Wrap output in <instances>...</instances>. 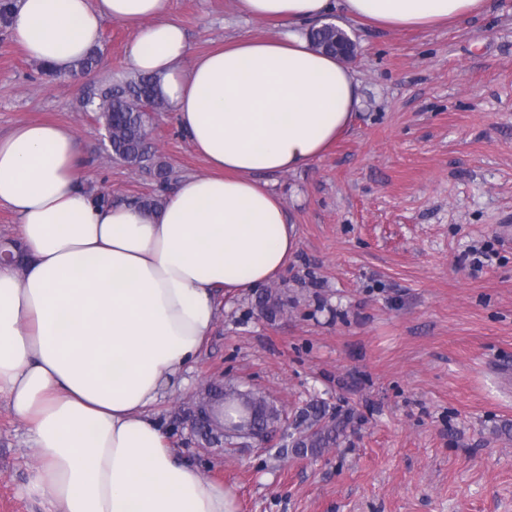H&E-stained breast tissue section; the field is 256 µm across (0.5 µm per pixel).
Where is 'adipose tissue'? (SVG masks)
Returning <instances> with one entry per match:
<instances>
[{"mask_svg": "<svg viewBox=\"0 0 512 512\" xmlns=\"http://www.w3.org/2000/svg\"><path fill=\"white\" fill-rule=\"evenodd\" d=\"M276 20L196 55L170 0H17L10 28L30 58L68 72L112 19L134 32L130 68L156 76L181 132L208 166L147 212L102 207L63 125L0 135V206L25 248L0 266V396L27 426L39 465L27 485L50 512H235L154 418L213 332L218 297L274 280L296 225L265 176L321 158L352 126L359 82L311 45L310 25L344 20L428 30L487 0H234Z\"/></svg>", "mask_w": 512, "mask_h": 512, "instance_id": "1", "label": "adipose tissue"}]
</instances>
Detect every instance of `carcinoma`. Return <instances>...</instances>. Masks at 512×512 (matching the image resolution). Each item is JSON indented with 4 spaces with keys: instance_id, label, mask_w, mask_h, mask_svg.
<instances>
[{
    "instance_id": "carcinoma-1",
    "label": "carcinoma",
    "mask_w": 512,
    "mask_h": 512,
    "mask_svg": "<svg viewBox=\"0 0 512 512\" xmlns=\"http://www.w3.org/2000/svg\"><path fill=\"white\" fill-rule=\"evenodd\" d=\"M339 33L341 30L336 26L324 24L312 30L311 36L317 47L334 53L338 49H347L345 43L336 41ZM82 108L93 114L95 121L102 125L107 140L106 149L112 159L154 170L160 188H165L168 171L164 165L154 162L155 153L146 138L153 114L165 109V101L158 92L155 77L137 74L106 87L90 86L82 99ZM252 406L259 408L268 421L279 417V411L263 396L236 390L228 392L220 387L216 388L211 399L210 414L217 421L225 419L227 426H235L237 422L245 420ZM335 433L336 427L327 425L301 440L293 452L320 455L324 447L335 439Z\"/></svg>"
}]
</instances>
